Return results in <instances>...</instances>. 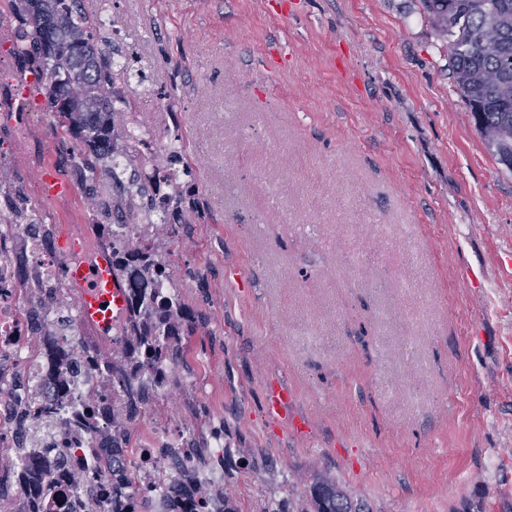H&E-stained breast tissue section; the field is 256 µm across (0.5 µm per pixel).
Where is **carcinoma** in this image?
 Masks as SVG:
<instances>
[{
    "label": "carcinoma",
    "instance_id": "obj_1",
    "mask_svg": "<svg viewBox=\"0 0 512 512\" xmlns=\"http://www.w3.org/2000/svg\"><path fill=\"white\" fill-rule=\"evenodd\" d=\"M436 40L449 61V79L463 100L487 149L512 172V0H420ZM32 36L26 56L41 76L54 129L81 144L75 173L85 184L91 209L122 224H145L155 207L146 191L132 190L104 164L123 113L112 105V58L99 44V29L83 0H6ZM150 240L112 248V266L127 284V307L113 336L112 382L128 392L125 411L138 413L149 399L134 385L133 365L148 367L159 357L179 363L195 332L192 310L179 293L156 288L170 280L169 261L157 258ZM302 504L288 512H368L341 482L321 472L296 474Z\"/></svg>",
    "mask_w": 512,
    "mask_h": 512
}]
</instances>
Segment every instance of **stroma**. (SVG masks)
I'll return each instance as SVG.
<instances>
[{
	"label": "stroma",
	"mask_w": 512,
	"mask_h": 512,
	"mask_svg": "<svg viewBox=\"0 0 512 512\" xmlns=\"http://www.w3.org/2000/svg\"><path fill=\"white\" fill-rule=\"evenodd\" d=\"M108 50L135 112L178 132L159 239L201 320L164 417L211 442L240 512H276L288 473L337 476L370 512H512V172L448 79L420 0H110ZM0 27L29 33L0 4ZM0 38V99L25 63ZM29 124L56 172L73 141L45 96ZM0 106V216L94 224L13 155ZM288 389L289 423L267 414ZM304 424L291 427V420ZM265 468L254 483L249 465Z\"/></svg>",
	"instance_id": "1"
}]
</instances>
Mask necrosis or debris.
Here are the masks:
<instances>
[{"mask_svg":"<svg viewBox=\"0 0 512 512\" xmlns=\"http://www.w3.org/2000/svg\"><path fill=\"white\" fill-rule=\"evenodd\" d=\"M66 266V257L45 245L31 225H13L0 236V359L12 361L34 414H50L56 442L85 461L84 470L67 476L44 469L48 490L40 512H58L59 501L67 499L80 500L81 512H98L104 487L135 495L152 512H187L193 503L200 512H222L223 470L198 471L186 458L161 453L192 435L188 428L153 418L156 407L170 400L169 388L154 391L142 410L148 440L130 450L124 436L125 391L113 388L110 372L77 371L83 351L78 329L60 327L63 315H79L76 293L71 288L53 292ZM61 345L68 356H57ZM105 455L109 465L97 469V458Z\"/></svg>","mask_w":512,"mask_h":512,"instance_id":"4bbe7bcc","label":"necrosis or debris"}]
</instances>
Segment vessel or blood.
<instances>
[{
	"instance_id": "1",
	"label": "vessel or blood",
	"mask_w": 512,
	"mask_h": 512,
	"mask_svg": "<svg viewBox=\"0 0 512 512\" xmlns=\"http://www.w3.org/2000/svg\"><path fill=\"white\" fill-rule=\"evenodd\" d=\"M60 244L71 258L66 269L72 287L78 290V303L84 324L97 335H111L126 306L125 289L112 267L109 254L91 249L76 238L72 228H65Z\"/></svg>"
}]
</instances>
